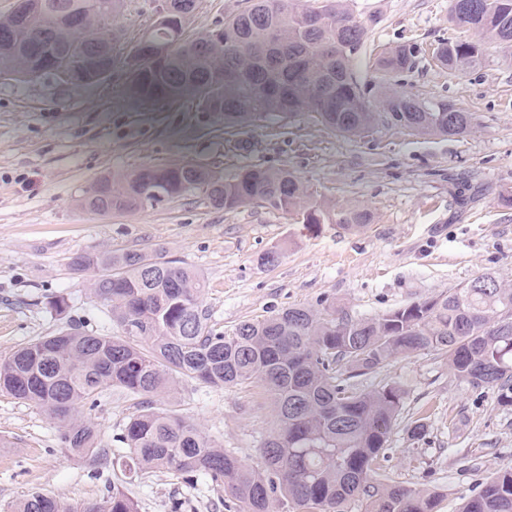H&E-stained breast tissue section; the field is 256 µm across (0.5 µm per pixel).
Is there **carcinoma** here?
Masks as SVG:
<instances>
[{"mask_svg": "<svg viewBox=\"0 0 512 512\" xmlns=\"http://www.w3.org/2000/svg\"><path fill=\"white\" fill-rule=\"evenodd\" d=\"M52 3L80 19L71 26L46 14L28 24L11 11L0 15V79H31L44 41L77 58L98 41L112 42L124 0H31ZM450 0L456 26L469 41L442 42V66L463 72L479 66L486 47L512 49V0H476L462 9ZM164 20L136 43L123 66L151 109L190 96L196 111L218 112L224 127L266 115L315 112L340 133L355 134L372 119L354 62L367 35L346 0H247L232 18L200 35L187 32L196 0H162ZM416 49L400 46L379 63L383 77L413 67ZM384 111L404 130L464 132L471 115L440 100L426 104L401 92L386 93ZM79 205L94 212L131 211L190 197L215 208L244 204L296 212L314 224L361 227L371 214L357 206L314 201L299 176L286 168L239 167L232 175L206 164L147 166L105 175ZM75 271H93L87 288L106 306L119 334L88 331L69 322L0 357V391L30 404L55 424L57 442L90 462L108 461L133 479L166 470L183 480L203 478L224 488L237 512H437V495L406 487L382 469L404 391L385 384L369 391L348 383L398 354L428 350L473 386L497 389L512 405V288L492 273L374 318L353 319L333 304L288 307L243 321L226 334L211 324L200 302L204 278L162 250H103L70 258ZM215 387L258 384L270 394L276 428L260 444V464L244 463L205 436L188 417L155 406L187 380ZM144 397L118 434L127 451L115 453L83 409L104 392ZM15 512H137L114 487L102 503L66 505L35 492ZM459 512H512V469L496 473Z\"/></svg>", "mask_w": 512, "mask_h": 512, "instance_id": "cac0c4a2", "label": "carcinoma"}]
</instances>
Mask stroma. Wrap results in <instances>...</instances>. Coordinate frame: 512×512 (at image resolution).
<instances>
[{
	"instance_id": "obj_1",
	"label": "stroma",
	"mask_w": 512,
	"mask_h": 512,
	"mask_svg": "<svg viewBox=\"0 0 512 512\" xmlns=\"http://www.w3.org/2000/svg\"><path fill=\"white\" fill-rule=\"evenodd\" d=\"M449 0H352L367 28L355 63L375 120L362 134L325 128L315 113L269 115L230 130L179 102L145 111L122 62L154 24L159 0H126L113 42L118 60L97 89L59 84L52 76L0 80V356L60 320L46 298L65 294L68 319L116 334L105 306L86 292V274L68 260L103 249H164L198 271L202 300L216 327L231 330L289 306L336 304L372 318L494 273L512 287V58L492 48L463 73L441 67L434 48L466 34L448 17ZM403 44L416 46L412 69L390 87L429 103L454 101L473 116L460 135L415 134L391 124L378 87V61ZM192 162L234 173L244 165L296 173L314 199L358 205L372 220L358 229L303 224L298 216L246 204L234 210L178 200L134 212L99 214L77 199L104 174L147 165ZM280 252L277 264L263 256ZM405 392L384 470L403 485L437 493L438 512H458L495 473L512 467V406L497 391L459 380L446 356L418 351L355 378L370 390ZM141 399L105 394L91 416L112 442ZM190 417L225 449L260 460L273 429L269 395L259 385L214 387L186 382L176 399H158ZM424 419L423 439L407 426ZM0 512L38 491L61 502H98L107 485L123 489L138 512H231L223 489L154 471L135 482L111 464L93 478L85 459L61 449L39 409L0 392Z\"/></svg>"
}]
</instances>
